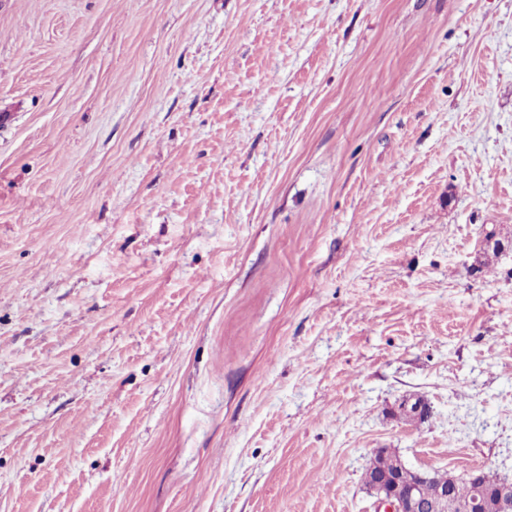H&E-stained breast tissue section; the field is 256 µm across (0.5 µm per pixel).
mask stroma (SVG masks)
Returning <instances> with one entry per match:
<instances>
[{
  "instance_id": "obj_1",
  "label": "stroma",
  "mask_w": 512,
  "mask_h": 512,
  "mask_svg": "<svg viewBox=\"0 0 512 512\" xmlns=\"http://www.w3.org/2000/svg\"><path fill=\"white\" fill-rule=\"evenodd\" d=\"M2 113L0 512L512 481V0H0Z\"/></svg>"
}]
</instances>
